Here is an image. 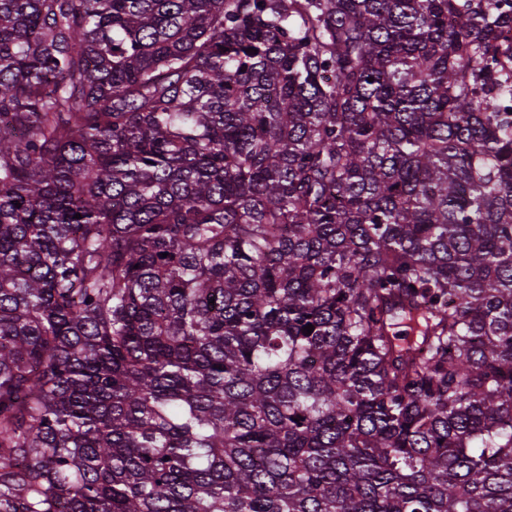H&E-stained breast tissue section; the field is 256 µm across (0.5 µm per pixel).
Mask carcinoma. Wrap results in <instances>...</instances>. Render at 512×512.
Instances as JSON below:
<instances>
[{
  "label": "carcinoma",
  "mask_w": 512,
  "mask_h": 512,
  "mask_svg": "<svg viewBox=\"0 0 512 512\" xmlns=\"http://www.w3.org/2000/svg\"><path fill=\"white\" fill-rule=\"evenodd\" d=\"M0 512H512V0H0Z\"/></svg>",
  "instance_id": "carcinoma-1"
}]
</instances>
